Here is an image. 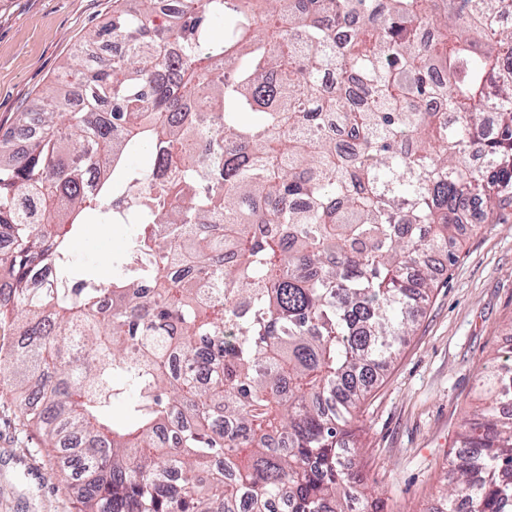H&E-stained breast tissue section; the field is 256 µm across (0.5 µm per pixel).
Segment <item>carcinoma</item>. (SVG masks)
Instances as JSON below:
<instances>
[{"label": "carcinoma", "instance_id": "carcinoma-1", "mask_svg": "<svg viewBox=\"0 0 512 512\" xmlns=\"http://www.w3.org/2000/svg\"><path fill=\"white\" fill-rule=\"evenodd\" d=\"M173 2L112 0L0 142V382L76 512H369L362 378L512 207V0ZM91 215L133 225L109 279ZM478 388L439 512H512V355ZM129 234L125 224H87L71 243L76 267L99 278L112 274V255L119 252Z\"/></svg>", "mask_w": 512, "mask_h": 512}]
</instances>
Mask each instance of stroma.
Returning a JSON list of instances; mask_svg holds the SVG:
<instances>
[{
    "label": "stroma",
    "instance_id": "1",
    "mask_svg": "<svg viewBox=\"0 0 512 512\" xmlns=\"http://www.w3.org/2000/svg\"><path fill=\"white\" fill-rule=\"evenodd\" d=\"M111 15L112 0H0V139L19 141L16 114ZM128 234L123 224L86 225L71 243L76 267L110 276ZM510 349L511 209L463 225L455 264L442 267L413 334L368 387L343 461L384 512H437L463 413L481 404L478 373ZM47 471L46 446L0 385V512H75Z\"/></svg>",
    "mask_w": 512,
    "mask_h": 512
}]
</instances>
